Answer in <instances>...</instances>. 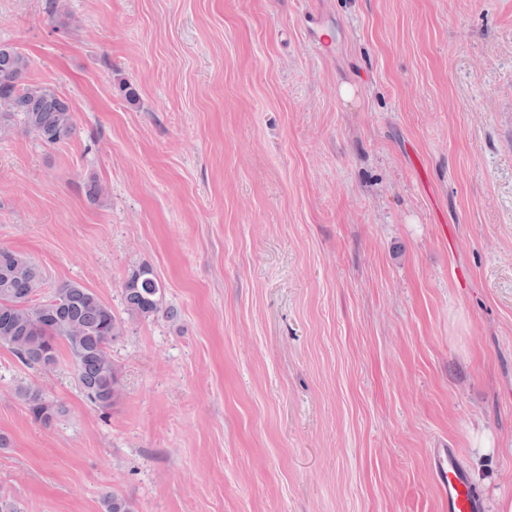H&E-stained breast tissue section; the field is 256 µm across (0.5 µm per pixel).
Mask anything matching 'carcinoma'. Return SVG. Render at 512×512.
Instances as JSON below:
<instances>
[{
	"label": "carcinoma",
	"instance_id": "1",
	"mask_svg": "<svg viewBox=\"0 0 512 512\" xmlns=\"http://www.w3.org/2000/svg\"><path fill=\"white\" fill-rule=\"evenodd\" d=\"M31 60L8 44H0V136L11 132L18 117L25 129L47 145L75 133L68 101L45 82L29 77ZM164 286L153 269L141 265L122 284L124 315L112 310L83 284L66 280L45 291L40 267L28 255L0 247V347L10 349L28 368H49L65 348L75 363L84 398L104 413L114 409L124 391L121 368L112 344L126 336L128 321L148 320L162 311ZM34 421L51 426L65 406L39 388H17Z\"/></svg>",
	"mask_w": 512,
	"mask_h": 512
}]
</instances>
